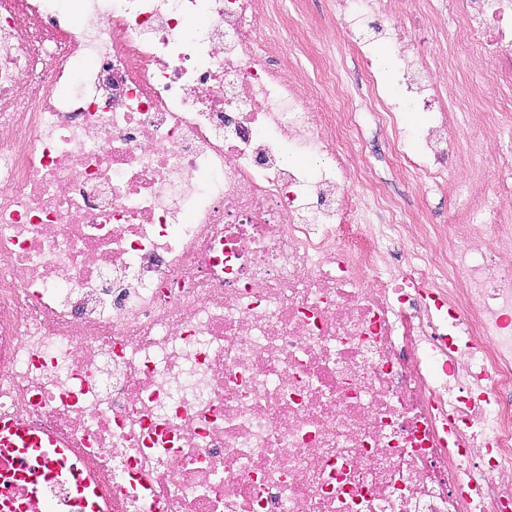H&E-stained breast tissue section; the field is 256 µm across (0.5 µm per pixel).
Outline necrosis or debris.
<instances>
[{
  "instance_id": "necrosis-or-debris-1",
  "label": "necrosis or debris",
  "mask_w": 512,
  "mask_h": 512,
  "mask_svg": "<svg viewBox=\"0 0 512 512\" xmlns=\"http://www.w3.org/2000/svg\"><path fill=\"white\" fill-rule=\"evenodd\" d=\"M512 85V0H454ZM278 0H0V416L51 430L111 512H512V184L448 76L435 0H331L351 88L285 51ZM84 18L76 25L71 12ZM417 146L408 149V137ZM465 141L471 165L448 180ZM359 28L363 29L371 37L374 38L372 45V55L378 64V71L376 74L378 81L382 84L391 85L393 77L392 65L394 57L390 47L386 45L385 41L379 37L374 29L368 27L367 23H362L359 25ZM332 57L336 61L337 66H343L349 72L351 79L356 83L360 88L362 87L363 93H365L366 83H367V74L363 71L358 57L352 51L348 50L347 47L342 46L340 48L339 54L336 56V49H334V53H332ZM368 150L371 154L373 173L389 183L392 194L399 200L415 205L431 213L433 224H468L463 203L448 207V195L434 186H419L397 169L395 161L382 145V135L378 128L370 126L367 130Z\"/></svg>"
}]
</instances>
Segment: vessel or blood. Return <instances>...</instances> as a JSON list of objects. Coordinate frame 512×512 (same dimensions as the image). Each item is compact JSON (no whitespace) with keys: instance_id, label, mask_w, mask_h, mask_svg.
I'll return each mask as SVG.
<instances>
[{"instance_id":"vessel-or-blood-1","label":"vessel or blood","mask_w":512,"mask_h":512,"mask_svg":"<svg viewBox=\"0 0 512 512\" xmlns=\"http://www.w3.org/2000/svg\"><path fill=\"white\" fill-rule=\"evenodd\" d=\"M67 475L68 512H110L111 493L86 473L67 445L33 423L0 418V512H58L44 487Z\"/></svg>"}]
</instances>
